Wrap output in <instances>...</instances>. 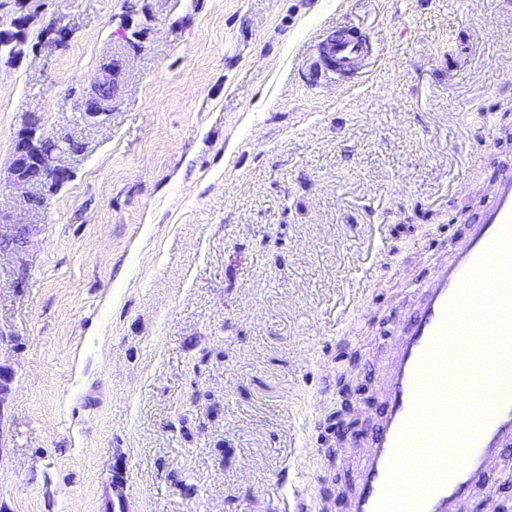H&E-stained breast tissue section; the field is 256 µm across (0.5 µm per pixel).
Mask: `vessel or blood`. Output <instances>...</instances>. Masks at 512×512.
Listing matches in <instances>:
<instances>
[{
  "instance_id": "vessel-or-blood-1",
  "label": "vessel or blood",
  "mask_w": 512,
  "mask_h": 512,
  "mask_svg": "<svg viewBox=\"0 0 512 512\" xmlns=\"http://www.w3.org/2000/svg\"><path fill=\"white\" fill-rule=\"evenodd\" d=\"M365 55L349 31L321 48L339 75L358 72ZM462 230L391 339L384 394L348 512H459L512 448V175L489 179L482 211ZM452 337L464 352L459 376L482 369L479 407L462 398L460 386L431 376L447 365ZM415 472L424 475L423 487L398 497L397 487Z\"/></svg>"
}]
</instances>
